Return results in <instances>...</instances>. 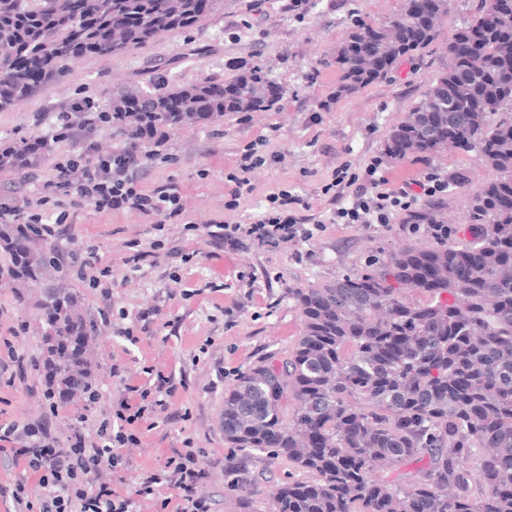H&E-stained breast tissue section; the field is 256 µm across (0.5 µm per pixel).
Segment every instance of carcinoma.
Returning <instances> with one entry per match:
<instances>
[{
    "label": "carcinoma",
    "mask_w": 512,
    "mask_h": 512,
    "mask_svg": "<svg viewBox=\"0 0 512 512\" xmlns=\"http://www.w3.org/2000/svg\"><path fill=\"white\" fill-rule=\"evenodd\" d=\"M216 2L201 10L198 0H84L79 10L74 0H0V110L64 77L74 59L190 28ZM429 4L402 0L386 24L357 20L333 57L337 94L429 47L451 0ZM272 85L253 69L228 82L123 94L112 101V125L134 140L147 118L161 137L205 116L262 111L277 99ZM450 147L479 150L496 172L470 195L465 223L444 224L430 207L413 215L426 243L291 289L300 336L279 362L261 359L224 392V444L282 457L300 474L265 512H512V0H478L448 37V63L387 142L398 159ZM50 151L27 141L0 149V170H32ZM0 252V276L12 281L55 266L22 224H0ZM41 310L52 393L75 403L92 377L87 319L75 294L54 285ZM287 398L296 403L289 419Z\"/></svg>",
    "instance_id": "1"
}]
</instances>
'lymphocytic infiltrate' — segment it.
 I'll return each instance as SVG.
<instances>
[{
	"mask_svg": "<svg viewBox=\"0 0 512 512\" xmlns=\"http://www.w3.org/2000/svg\"><path fill=\"white\" fill-rule=\"evenodd\" d=\"M151 144V139L145 137L105 155L93 154L88 147L68 155L57 162L56 176L44 183L42 196L28 202L26 209L0 204V223L24 224L41 236H55L56 229L44 208L58 196L90 203L106 213L137 211L164 221L182 216L177 184L148 191L137 183L133 170L141 162L144 148ZM380 166L379 159L371 160L367 166L368 185L355 188L350 206L337 209V219L365 226L385 224L393 209L409 210L417 196L433 197L448 190L447 180L430 171L398 191H382V181L376 176ZM267 200L268 208L255 222L222 224L226 249H235L246 240L271 245L312 237V230L305 228L295 214L296 197L281 190L268 195ZM168 383L167 377L157 376L153 389L140 392L139 405L122 403L115 414L114 428L100 426L98 440L91 444L79 431L64 446L45 426H27L24 443L14 446L12 455L26 460L30 469L39 472L41 493L38 498H31L25 481H17L13 493L17 512H138L139 499L156 495L163 488L172 490L178 502L177 512H213L211 499L202 491L204 473L198 461L203 451L199 448L174 450L161 469L142 479L133 497L118 492L114 484L91 482L100 467H109L116 474L126 470L128 461L122 448L133 439L127 428L163 407L162 395L167 392Z\"/></svg>",
	"mask_w": 512,
	"mask_h": 512,
	"instance_id": "f902f5d3",
	"label": "lymphocytic infiltrate"
}]
</instances>
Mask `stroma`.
I'll use <instances>...</instances> for the list:
<instances>
[{"mask_svg":"<svg viewBox=\"0 0 512 512\" xmlns=\"http://www.w3.org/2000/svg\"><path fill=\"white\" fill-rule=\"evenodd\" d=\"M289 0H220L191 28L167 33L145 47L109 57H85L69 75L43 86L22 104L0 111V149L23 138L43 137L50 155L32 174L0 173V202L24 208L64 156L93 142L96 153L124 147L115 128L89 125L77 116L67 136L57 137L56 116L75 99L89 97L111 105L115 96L137 90L161 92L205 79L230 81L245 68L261 67L280 88L273 106L224 116L212 122L169 130L158 155L140 170L151 190L176 182L182 191L183 218L158 224L135 211L99 213L87 203L61 198L49 218L65 214L49 246L64 269L58 279L76 293L94 327L92 386L96 402L51 409L37 374L21 372L17 358H39L40 300L46 281L0 280V421L24 428L45 425L59 442L75 430L96 439L102 421L121 402L137 403L139 390L152 388L157 375L173 390L161 411L145 415L130 431L123 453L129 467L121 490L134 494L144 473L160 469L173 450L203 449L202 489L214 512H240L249 495L263 512L274 487L287 480V460L255 451L244 454L224 444L220 425L224 393L254 361L284 355L302 328L293 288L317 286L366 269L408 241H425L411 213H393L389 223L336 224L332 218L345 198L326 189L337 170L363 175L372 158L382 161L386 187L396 190L429 171L447 177L466 174L449 185L442 200L449 223L460 224L469 195L492 178L479 152L391 157L386 142L428 91L448 60V38L477 8V0H454L441 34L430 47L405 60L387 78L337 96L339 73L331 59L355 19L385 20L401 0H307L304 15L289 11ZM256 149L263 157L249 178L253 192L229 208L225 173L241 154ZM283 189L301 196L296 213L315 229L312 238L262 246L244 241L234 250L210 234L218 221L248 224L259 218L269 193ZM149 252L141 267L130 256ZM109 274L100 286L79 279L77 269L89 253ZM109 288L102 297L101 288ZM38 487V473L10 453L0 452V512H14L17 480Z\"/></svg>","mask_w":512,"mask_h":512,"instance_id":"stroma-1","label":"stroma"}]
</instances>
